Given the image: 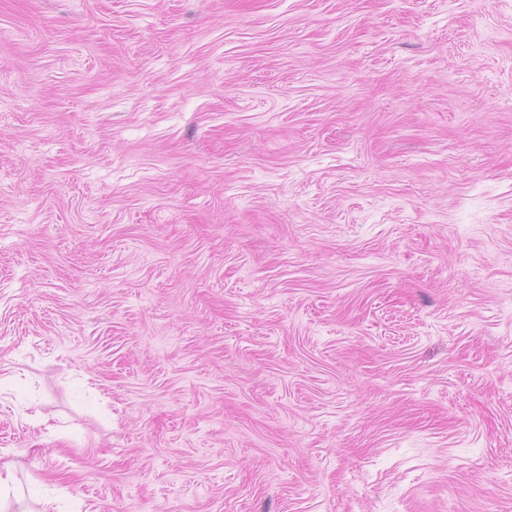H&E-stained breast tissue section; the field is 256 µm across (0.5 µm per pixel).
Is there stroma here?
Segmentation results:
<instances>
[{
  "mask_svg": "<svg viewBox=\"0 0 512 512\" xmlns=\"http://www.w3.org/2000/svg\"><path fill=\"white\" fill-rule=\"evenodd\" d=\"M12 512H512V0H0Z\"/></svg>",
  "mask_w": 512,
  "mask_h": 512,
  "instance_id": "obj_1",
  "label": "stroma"
}]
</instances>
